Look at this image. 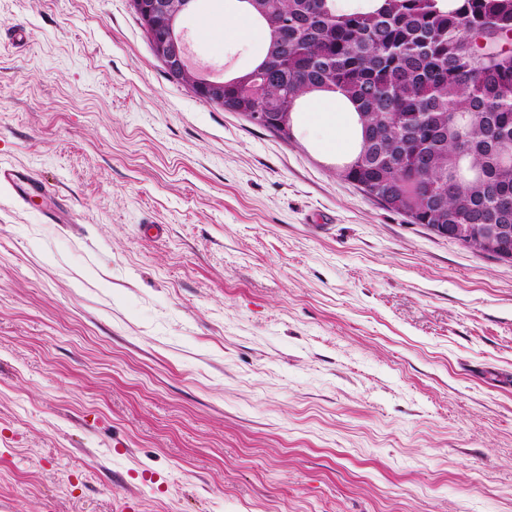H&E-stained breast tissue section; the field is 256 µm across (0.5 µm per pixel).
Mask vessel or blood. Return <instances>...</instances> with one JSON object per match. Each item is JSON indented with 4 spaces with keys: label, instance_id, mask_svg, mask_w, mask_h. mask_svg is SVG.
I'll list each match as a JSON object with an SVG mask.
<instances>
[{
    "label": "vessel or blood",
    "instance_id": "b4317fda",
    "mask_svg": "<svg viewBox=\"0 0 512 512\" xmlns=\"http://www.w3.org/2000/svg\"><path fill=\"white\" fill-rule=\"evenodd\" d=\"M0 188L8 190L21 204L30 207L37 201H46L43 215L49 223L62 224L68 217L62 198L31 167L0 163Z\"/></svg>",
    "mask_w": 512,
    "mask_h": 512
}]
</instances>
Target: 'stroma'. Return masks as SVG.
I'll return each instance as SVG.
<instances>
[{
  "label": "stroma",
  "instance_id": "stroma-1",
  "mask_svg": "<svg viewBox=\"0 0 512 512\" xmlns=\"http://www.w3.org/2000/svg\"><path fill=\"white\" fill-rule=\"evenodd\" d=\"M228 5L179 20L226 78L265 46ZM0 162L72 218L0 192V512H512V263L338 178L307 112L196 96L131 0H0ZM0 188L8 190L23 205L36 206V200L52 201L40 209L51 224H68V211L53 187L43 182L29 166L0 163Z\"/></svg>",
  "mask_w": 512,
  "mask_h": 512
}]
</instances>
